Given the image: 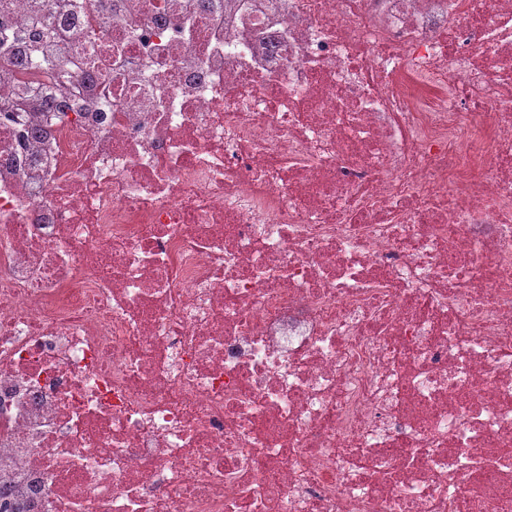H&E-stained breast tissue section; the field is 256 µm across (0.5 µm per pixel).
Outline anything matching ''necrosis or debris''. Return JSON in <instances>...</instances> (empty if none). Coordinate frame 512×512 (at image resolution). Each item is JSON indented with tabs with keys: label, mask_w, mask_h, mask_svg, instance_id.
Segmentation results:
<instances>
[{
	"label": "necrosis or debris",
	"mask_w": 512,
	"mask_h": 512,
	"mask_svg": "<svg viewBox=\"0 0 512 512\" xmlns=\"http://www.w3.org/2000/svg\"><path fill=\"white\" fill-rule=\"evenodd\" d=\"M41 4L0 46L9 512H512V0L0 31ZM37 52L82 63L50 124Z\"/></svg>",
	"instance_id": "obj_1"
}]
</instances>
